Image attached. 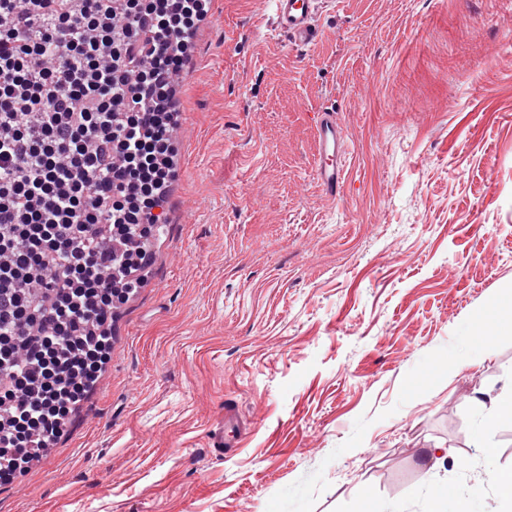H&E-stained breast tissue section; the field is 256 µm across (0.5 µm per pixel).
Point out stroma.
Wrapping results in <instances>:
<instances>
[{"label":"stroma","instance_id":"1","mask_svg":"<svg viewBox=\"0 0 512 512\" xmlns=\"http://www.w3.org/2000/svg\"><path fill=\"white\" fill-rule=\"evenodd\" d=\"M211 4L152 273L0 512H512L487 407H512V335L482 343L512 326V0H321L312 45L269 0ZM228 404L250 430L221 454ZM318 140V156L315 178L329 195H336L344 178V133L331 111L314 112Z\"/></svg>","mask_w":512,"mask_h":512}]
</instances>
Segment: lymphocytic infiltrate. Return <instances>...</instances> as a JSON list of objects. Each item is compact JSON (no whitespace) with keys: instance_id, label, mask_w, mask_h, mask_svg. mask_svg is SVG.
<instances>
[{"instance_id":"f902f5d3","label":"lymphocytic infiltrate","mask_w":512,"mask_h":512,"mask_svg":"<svg viewBox=\"0 0 512 512\" xmlns=\"http://www.w3.org/2000/svg\"><path fill=\"white\" fill-rule=\"evenodd\" d=\"M210 0H0V483L61 437L176 177Z\"/></svg>"}]
</instances>
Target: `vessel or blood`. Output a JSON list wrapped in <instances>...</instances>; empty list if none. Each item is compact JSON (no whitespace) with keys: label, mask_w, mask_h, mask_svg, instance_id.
Returning a JSON list of instances; mask_svg holds the SVG:
<instances>
[{"label":"vessel or blood","mask_w":512,"mask_h":512,"mask_svg":"<svg viewBox=\"0 0 512 512\" xmlns=\"http://www.w3.org/2000/svg\"><path fill=\"white\" fill-rule=\"evenodd\" d=\"M277 28L300 45H309L316 39L314 19L319 0H273ZM314 122L318 140L315 178L322 189L336 194L344 178V133L336 115L331 111L315 113ZM244 425L232 407H225L224 422L214 436L218 448L239 447Z\"/></svg>","instance_id":"vessel-or-blood-1"}]
</instances>
